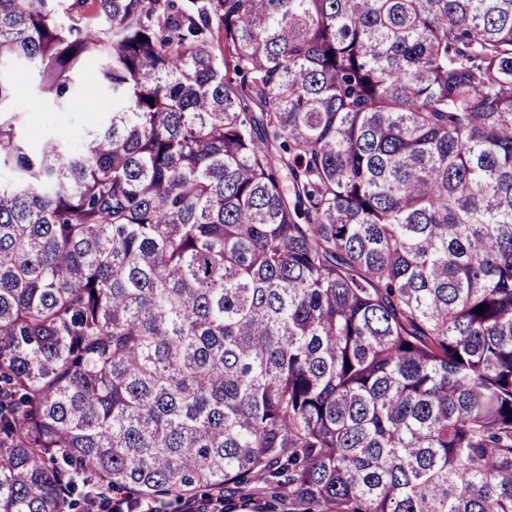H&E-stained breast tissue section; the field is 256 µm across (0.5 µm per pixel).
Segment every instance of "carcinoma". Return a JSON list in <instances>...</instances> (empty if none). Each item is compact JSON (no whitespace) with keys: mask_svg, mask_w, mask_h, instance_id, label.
Wrapping results in <instances>:
<instances>
[{"mask_svg":"<svg viewBox=\"0 0 512 512\" xmlns=\"http://www.w3.org/2000/svg\"><path fill=\"white\" fill-rule=\"evenodd\" d=\"M86 4L0 0V512H512V0ZM18 86L14 112L18 113L30 151L52 137H62L78 146L97 127L101 115L112 110V95L103 87L94 62L86 66L73 98L63 105L37 91L25 75Z\"/></svg>","mask_w":512,"mask_h":512,"instance_id":"obj_1","label":"carcinoma"}]
</instances>
